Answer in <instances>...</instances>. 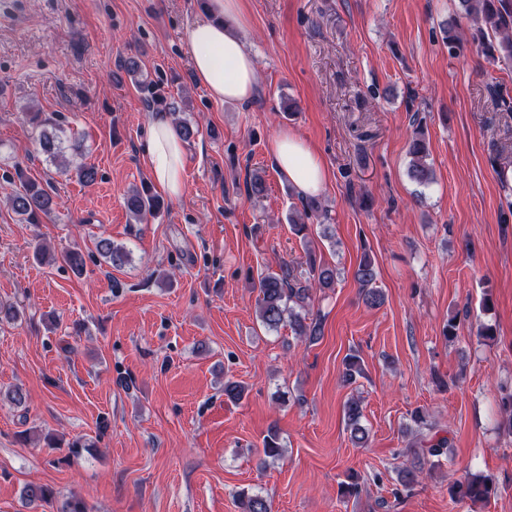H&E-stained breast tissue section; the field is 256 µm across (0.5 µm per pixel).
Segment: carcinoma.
<instances>
[{
	"label": "carcinoma",
	"mask_w": 512,
	"mask_h": 512,
	"mask_svg": "<svg viewBox=\"0 0 512 512\" xmlns=\"http://www.w3.org/2000/svg\"><path fill=\"white\" fill-rule=\"evenodd\" d=\"M463 16L473 26L480 37V43L487 47L490 57L503 61H512V0H459ZM30 124L39 128L38 142L41 150L57 160L64 156L58 145L56 127L49 126L40 119V113L28 114ZM409 154L412 156L411 177L420 184H426L431 179V168L427 162L428 149L422 132L417 131L409 143ZM64 171H74L77 179L85 184H92L97 179V170L91 165L79 163L69 168L68 162L62 163ZM14 177L18 179L22 190L9 197L11 209L20 220L27 224H40L43 218L50 215L53 200L40 184L26 176L23 169L15 168ZM125 207L131 217L138 223L156 216L161 208L158 196L151 193L147 186L129 191L124 200ZM98 253L112 265H121L127 258L124 247L113 244L109 238H102L96 244ZM306 265L310 280H301L293 274L288 266L280 267L278 272H267L258 280L257 313L260 322L269 329L277 328L284 319H289L295 335L314 342L323 335L320 316L306 317L294 312V307L306 306L310 289H330L336 284V268L317 260L315 252L306 248ZM354 277L363 289L365 303L377 307L384 303V294L375 286L376 270L369 255L361 258ZM363 374L361 360L355 353L344 358L342 380L347 384L356 381ZM347 431L354 445L363 446L368 441V432L361 424L363 407L361 401L355 398L348 400L343 407ZM413 426L409 427L411 439L408 447L418 458V463L403 467L399 471L400 482L405 487H411L417 482L418 473L422 467L433 458L447 453L449 439L439 435V431L428 423L420 410L411 413ZM492 486L488 478L473 474L466 483L458 486V494L472 501L484 500L491 493ZM243 512H271L268 501L259 494L240 492L237 494ZM23 499L27 506H54L56 495L47 485L29 484L23 490ZM56 507V506H54ZM56 512H86L83 499L73 494L60 506Z\"/></svg>",
	"instance_id": "1"
}]
</instances>
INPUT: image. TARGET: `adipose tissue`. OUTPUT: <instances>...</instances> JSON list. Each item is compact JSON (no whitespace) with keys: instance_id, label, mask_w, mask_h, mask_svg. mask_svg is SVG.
Segmentation results:
<instances>
[{"instance_id":"adipose-tissue-1","label":"adipose tissue","mask_w":512,"mask_h":512,"mask_svg":"<svg viewBox=\"0 0 512 512\" xmlns=\"http://www.w3.org/2000/svg\"><path fill=\"white\" fill-rule=\"evenodd\" d=\"M246 23L242 0H209L206 14L191 26L185 53L198 82L218 101H246L257 87L254 55L239 35ZM270 157L276 171L303 196L314 197L328 182L321 155L292 131L278 133L270 142ZM186 146L167 113L150 120L146 162L154 181L173 201L185 193Z\"/></svg>"}]
</instances>
